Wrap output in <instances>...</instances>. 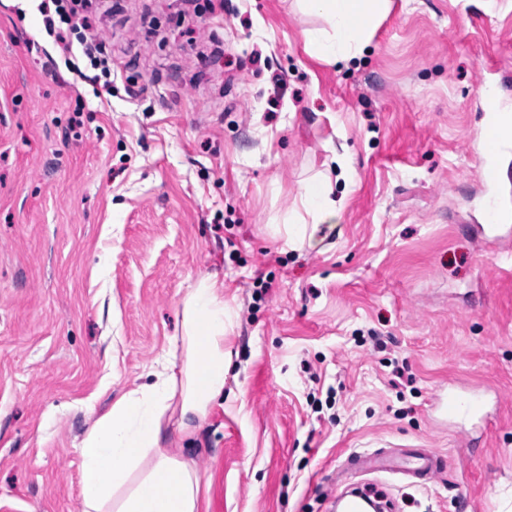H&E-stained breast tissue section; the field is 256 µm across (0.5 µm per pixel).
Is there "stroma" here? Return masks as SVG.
<instances>
[{
  "instance_id": "obj_1",
  "label": "stroma",
  "mask_w": 512,
  "mask_h": 512,
  "mask_svg": "<svg viewBox=\"0 0 512 512\" xmlns=\"http://www.w3.org/2000/svg\"><path fill=\"white\" fill-rule=\"evenodd\" d=\"M39 3L0 0V512H80L87 426L209 274L224 403L163 424L199 512H327L322 476L381 448L443 459L380 477L396 512H512V261L475 233L472 151L512 0H390L336 62L298 0H111L108 90L52 64ZM321 174L335 218L281 233ZM450 384L485 418L439 424ZM410 464L407 473L418 479H427L439 470L441 461L434 452L420 448L413 451Z\"/></svg>"
}]
</instances>
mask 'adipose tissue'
Listing matches in <instances>:
<instances>
[{
    "mask_svg": "<svg viewBox=\"0 0 512 512\" xmlns=\"http://www.w3.org/2000/svg\"><path fill=\"white\" fill-rule=\"evenodd\" d=\"M323 16L329 30L309 32L320 58L353 55L364 31L383 14L388 0H302ZM327 180L303 185L301 212L285 224L287 235L305 218H334L336 204ZM181 335L171 337L152 368L151 382L124 393L109 414L96 419L78 445L82 512H198L200 476L180 455L161 447L163 422L179 418L182 432L194 433L224 395L228 364L224 353L228 308L224 283L204 276L182 299Z\"/></svg>",
    "mask_w": 512,
    "mask_h": 512,
    "instance_id": "1",
    "label": "adipose tissue"
}]
</instances>
